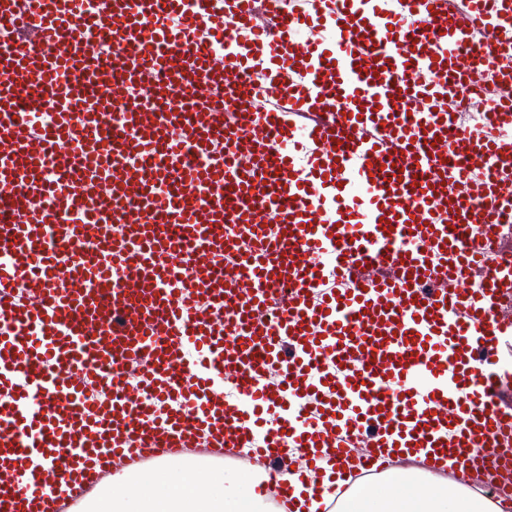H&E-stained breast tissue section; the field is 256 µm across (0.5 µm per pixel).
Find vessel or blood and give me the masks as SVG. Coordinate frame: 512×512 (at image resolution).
I'll return each mask as SVG.
<instances>
[{
	"label": "vessel or blood",
	"mask_w": 512,
	"mask_h": 512,
	"mask_svg": "<svg viewBox=\"0 0 512 512\" xmlns=\"http://www.w3.org/2000/svg\"><path fill=\"white\" fill-rule=\"evenodd\" d=\"M510 184L512 0H0V512L493 473ZM245 473H228L236 475L231 479H224L228 474L210 473L208 487L200 488L198 472L161 467L156 473L140 478L136 489L121 496L116 492L109 495L105 509L108 512H252L251 502L257 496L254 490L259 481L254 475L237 476Z\"/></svg>",
	"instance_id": "1"
}]
</instances>
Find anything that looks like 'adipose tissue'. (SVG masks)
<instances>
[{"instance_id":"obj_1","label":"adipose tissue","mask_w":512,"mask_h":512,"mask_svg":"<svg viewBox=\"0 0 512 512\" xmlns=\"http://www.w3.org/2000/svg\"><path fill=\"white\" fill-rule=\"evenodd\" d=\"M257 481L254 476L224 479L197 472L161 468L140 478L136 489L109 495L107 512H252ZM343 512H512V503L494 501L469 483L446 489L419 470L399 468L389 480L370 489L355 488L343 503Z\"/></svg>"}]
</instances>
